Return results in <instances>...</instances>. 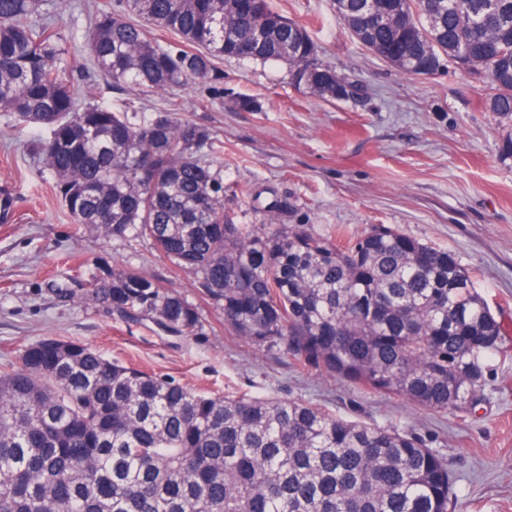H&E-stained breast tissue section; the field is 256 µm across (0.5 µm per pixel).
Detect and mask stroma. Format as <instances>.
I'll list each match as a JSON object with an SVG mask.
<instances>
[{"instance_id": "1", "label": "stroma", "mask_w": 512, "mask_h": 512, "mask_svg": "<svg viewBox=\"0 0 512 512\" xmlns=\"http://www.w3.org/2000/svg\"><path fill=\"white\" fill-rule=\"evenodd\" d=\"M274 2L307 27L324 63L365 86L363 100L324 101L295 87L285 65L227 58L217 63L220 100L199 83L100 95L119 109L168 110L212 130L224 148L225 187L253 188L252 196L224 198L241 223H256L277 200L283 224L346 236L385 224L453 251L508 330L509 354L489 362L476 408L462 415L424 409L236 336L218 310L201 304L192 276L150 240L103 241L74 224L36 149L42 131L5 112L0 192L11 207L0 218V362L56 336L198 392L304 400L350 420L405 429L447 459L456 489L449 512H512V158L499 152L512 119L484 108L473 75L450 68L407 76L380 61L345 32L331 0ZM62 18L76 38L71 69L87 85V14L69 6ZM240 94L257 98L261 111H238ZM124 267L200 304L201 327L170 336L148 320H117L85 290L73 298L54 292Z\"/></svg>"}]
</instances>
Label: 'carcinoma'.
<instances>
[{
    "instance_id": "cac0c4a2",
    "label": "carcinoma",
    "mask_w": 512,
    "mask_h": 512,
    "mask_svg": "<svg viewBox=\"0 0 512 512\" xmlns=\"http://www.w3.org/2000/svg\"><path fill=\"white\" fill-rule=\"evenodd\" d=\"M47 0H0V112L47 131L38 150L74 223L146 238L192 275L224 325L351 384L451 413L475 407L505 329L450 250L371 225L257 224L224 206V155L174 113L118 111L71 77ZM273 0H116L89 14L93 78L147 91L217 88L216 61L282 63L336 100V70ZM345 29L404 74L485 79L512 118V0H332ZM175 36L162 44L151 31ZM348 100L359 80L342 79ZM93 299L125 322L188 335L199 308L132 268ZM448 461L412 433L297 400L205 395L46 337L0 365V512H448Z\"/></svg>"
}]
</instances>
